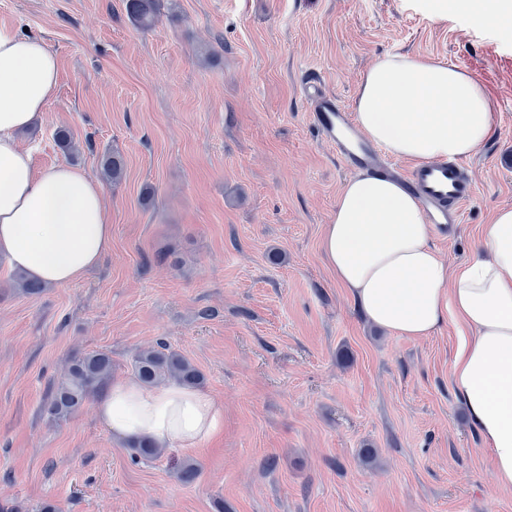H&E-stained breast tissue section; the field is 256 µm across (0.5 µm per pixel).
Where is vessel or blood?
<instances>
[{"label": "vessel or blood", "instance_id": "obj_1", "mask_svg": "<svg viewBox=\"0 0 512 512\" xmlns=\"http://www.w3.org/2000/svg\"><path fill=\"white\" fill-rule=\"evenodd\" d=\"M302 89L314 127L337 155L355 168L379 161L378 149L356 133L350 112L316 75L306 76ZM404 179L420 197L428 223L450 230L460 223L465 206L475 195L474 184L466 178L462 164L455 161L417 165Z\"/></svg>", "mask_w": 512, "mask_h": 512}]
</instances>
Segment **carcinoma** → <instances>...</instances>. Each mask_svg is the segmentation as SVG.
Instances as JSON below:
<instances>
[{"label":"carcinoma","mask_w":512,"mask_h":512,"mask_svg":"<svg viewBox=\"0 0 512 512\" xmlns=\"http://www.w3.org/2000/svg\"><path fill=\"white\" fill-rule=\"evenodd\" d=\"M130 16L143 27L155 22L159 12L158 0H128ZM102 175L114 184L124 174L123 157L112 152L102 158ZM134 373L146 387H155L173 381L186 387L202 383L201 372L183 355L166 347L144 349L135 357ZM112 378V357L103 350L84 353L73 358L63 375L54 383L47 395L44 412L51 421H62L76 412L91 396L99 393ZM134 462L152 459L164 449L141 439L127 443Z\"/></svg>","instance_id":"1"}]
</instances>
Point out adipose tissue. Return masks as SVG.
Returning a JSON list of instances; mask_svg holds the SVG:
<instances>
[{
	"mask_svg": "<svg viewBox=\"0 0 512 512\" xmlns=\"http://www.w3.org/2000/svg\"><path fill=\"white\" fill-rule=\"evenodd\" d=\"M429 13L512 20V0H424ZM56 56L39 39L0 26V255L29 277L65 287L96 267L112 241L103 185L82 168H36L18 141L56 93ZM360 131L389 153L417 163L468 156L490 137L495 106L458 68L430 58L387 54L361 83ZM417 196L386 175L345 182L322 235L337 283L376 324L408 340L455 322L452 384L490 449L500 488L512 490V207L482 225L472 258L450 267L431 246ZM116 435L192 450L224 428L208 393L176 383L149 389L137 380L109 384L95 401Z\"/></svg>",
	"mask_w": 512,
	"mask_h": 512,
	"instance_id": "1",
	"label": "adipose tissue"
}]
</instances>
